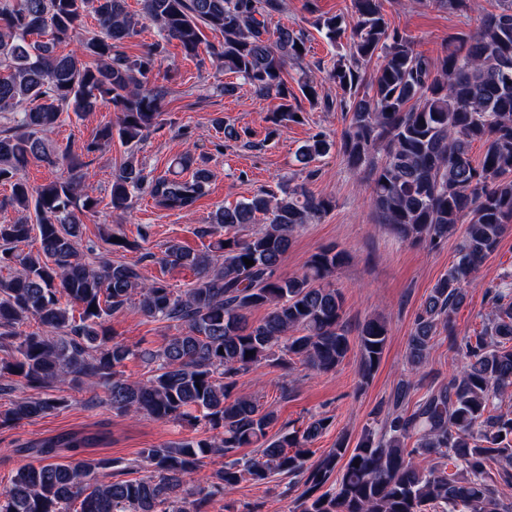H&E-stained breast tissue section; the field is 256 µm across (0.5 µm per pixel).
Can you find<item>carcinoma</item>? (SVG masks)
<instances>
[{
	"label": "carcinoma",
	"mask_w": 512,
	"mask_h": 512,
	"mask_svg": "<svg viewBox=\"0 0 512 512\" xmlns=\"http://www.w3.org/2000/svg\"><path fill=\"white\" fill-rule=\"evenodd\" d=\"M351 5L357 17L351 28L336 14L314 20L331 44L346 47L327 73L342 91L339 100L321 99L312 80H301L299 90L311 105L349 116L340 150L365 174L380 223L404 242L432 248L456 225L466 229L408 338L406 359L418 379L396 388L381 433L366 430L352 450L340 437L311 464L309 445L329 429L330 418L270 438L274 410L236 390L240 375L263 364L286 372L297 358L331 372L349 353L344 300L333 282L345 253L323 249L302 274H277L295 230L329 212L333 201L297 185L280 197L260 190L218 208L199 230L213 238L206 250L173 243L160 257L194 272L190 287L177 291L161 279L142 280L134 264L104 254L93 264L82 259V216L97 205L86 190L88 167L70 146L51 149L44 139L63 113L80 116L107 104L116 122L100 128L84 152L100 151L115 136L140 142L165 123L164 91L148 87L163 43L175 40L196 57L206 29L223 37L207 46L218 66L257 95L279 100L269 121L293 122L301 111L285 73L288 62L306 56V34L286 26L269 32L267 21L282 11L283 0H142L139 19L126 0H0V112L6 113L0 184L10 187L6 203L24 211L0 224V271L7 270L0 274V343L10 348L0 358V378L11 379L0 384V395L90 381L106 389L108 406L118 413L172 423L201 417L209 431L205 438L144 449L148 475L106 483L98 481L99 471L112 466L127 474L131 467L91 458L60 463L58 449L85 442L72 435L44 439L32 446L43 464L17 470L0 492V512H210L215 499L242 480L262 483L273 474L304 477L300 512H512V497L503 491L512 488V412L501 408L512 391V282L486 289L491 312L479 333L460 338L453 321L480 265L512 225V0H497L476 32L455 37L437 57L417 51L411 37L390 26L382 0ZM89 16L94 29L86 27ZM144 20L158 25L161 40L139 56L121 53L119 46L139 34ZM80 32L75 49L56 52ZM45 35L49 39L40 40ZM371 62L369 74L363 64ZM476 141L484 146L477 164L471 156ZM331 147L323 134L313 135L301 150L304 166ZM32 160L66 175L33 186L23 175ZM178 164L192 174L149 180L137 164L124 163L112 173V208H129L145 189L164 210H190L207 192L211 173L205 158L189 153ZM261 218L266 224L257 232L239 236L243 225ZM33 238L40 243L37 256L22 249ZM130 305L146 318L177 323L178 333L157 350L114 340L107 323ZM258 307L269 313L249 322L247 313ZM31 319L43 331L23 330ZM388 332L381 318L359 327L361 382L378 368ZM442 334L461 365L414 401ZM137 356L155 363V374L145 380L125 375V361ZM65 406L61 396H18L0 411V427ZM249 447L258 448L256 457L235 456ZM213 458L224 462L195 478ZM450 465L455 472H448ZM335 472V486L323 490Z\"/></svg>",
	"instance_id": "cac0c4a2"
}]
</instances>
